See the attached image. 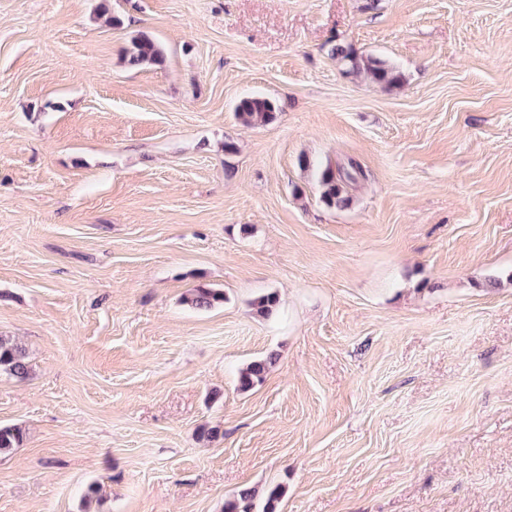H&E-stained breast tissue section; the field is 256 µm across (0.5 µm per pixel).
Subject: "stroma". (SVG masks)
I'll use <instances>...</instances> for the list:
<instances>
[{
	"instance_id": "obj_1",
	"label": "stroma",
	"mask_w": 512,
	"mask_h": 512,
	"mask_svg": "<svg viewBox=\"0 0 512 512\" xmlns=\"http://www.w3.org/2000/svg\"><path fill=\"white\" fill-rule=\"evenodd\" d=\"M0 335V512H512V0H0ZM163 61V51L153 39L145 35L131 39L130 47L126 51V62L131 68L146 64L160 65ZM327 44L331 45L328 50L329 54L336 60L343 62L348 73H363L373 81L389 86L397 84L401 79V75L393 67L386 65L381 60L371 56L360 57L341 44H333L332 40L328 41ZM238 118L249 125H261L275 118V106L265 97L251 96L243 98L236 107ZM299 164L312 172L321 189V199L328 207H347L351 201L348 188L364 174L361 166L353 160L346 166H333L331 163L315 164L304 157L299 160ZM184 301L196 309H209L224 301V293L214 288L198 286L190 290ZM2 372L17 378H25L30 372L26 347L7 336H0V373ZM276 357L270 356L265 359L250 362L239 374V389L243 392L252 390L256 385L262 383Z\"/></svg>"
}]
</instances>
